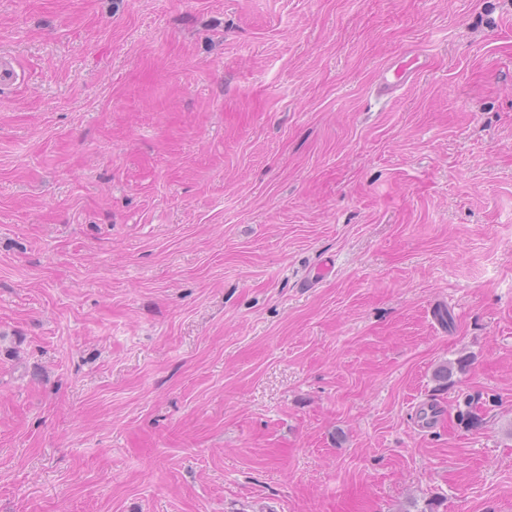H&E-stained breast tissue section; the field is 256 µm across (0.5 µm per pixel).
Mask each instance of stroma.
<instances>
[{"label":"stroma","mask_w":512,"mask_h":512,"mask_svg":"<svg viewBox=\"0 0 512 512\" xmlns=\"http://www.w3.org/2000/svg\"><path fill=\"white\" fill-rule=\"evenodd\" d=\"M0 54V512H512V0H0Z\"/></svg>","instance_id":"1"}]
</instances>
